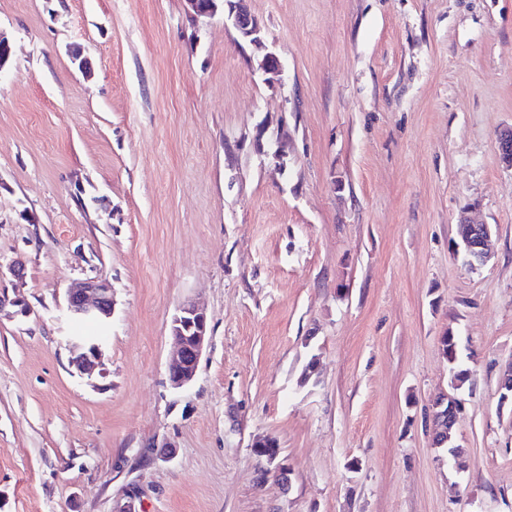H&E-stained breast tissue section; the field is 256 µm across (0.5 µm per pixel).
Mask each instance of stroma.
I'll list each match as a JSON object with an SVG mask.
<instances>
[{"mask_svg":"<svg viewBox=\"0 0 512 512\" xmlns=\"http://www.w3.org/2000/svg\"><path fill=\"white\" fill-rule=\"evenodd\" d=\"M244 5L262 47L185 0H0V293L32 309L0 316V512H512V0ZM465 215L494 232L473 269ZM92 277L104 327L64 314ZM187 302L210 340L175 389ZM68 344L71 352V366L80 374L91 375L102 355L100 340L88 342L79 337L70 336ZM431 441L437 448H444L448 443V453L457 459L462 451L448 441L449 432L453 431L459 414V400L453 396L444 394L438 397L431 405Z\"/></svg>","mask_w":512,"mask_h":512,"instance_id":"stroma-1","label":"stroma"}]
</instances>
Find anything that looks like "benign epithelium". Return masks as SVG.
<instances>
[{
	"mask_svg": "<svg viewBox=\"0 0 512 512\" xmlns=\"http://www.w3.org/2000/svg\"><path fill=\"white\" fill-rule=\"evenodd\" d=\"M193 19L214 16L219 7L227 8V18L232 20L240 36L254 44L261 43L260 27L257 21L241 8L242 0H187ZM260 69L269 75L282 72L279 56L268 51L264 54ZM498 152L502 163L512 169V129L499 133ZM456 248L463 251L467 263L474 267L485 264L492 256V229L462 219L458 224ZM65 313L75 322L98 321L106 323L112 317V284L103 278H88L79 286L67 291ZM208 319L205 311L194 304L180 306L172 316L170 335L176 352L167 364V376L171 385L181 388L196 375L198 365L208 339ZM71 352V366L80 374L94 372L102 355L101 342L85 341L72 336L68 340ZM459 400L446 394L438 397L431 405V441L437 448L448 443V434L453 431L459 414ZM255 451L263 453L269 463L275 464L274 472L283 473L284 467L277 462L278 443L270 437L254 445Z\"/></svg>",
	"mask_w": 512,
	"mask_h": 512,
	"instance_id": "benign-epithelium-1",
	"label": "benign epithelium"
}]
</instances>
